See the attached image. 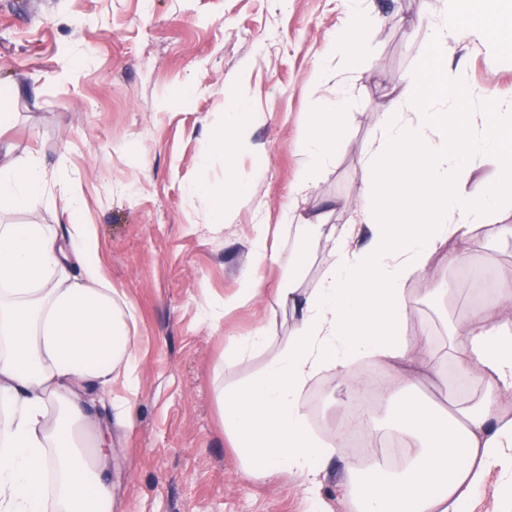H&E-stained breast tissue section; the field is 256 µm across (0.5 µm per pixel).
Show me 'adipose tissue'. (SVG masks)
<instances>
[{
  "instance_id": "obj_1",
  "label": "adipose tissue",
  "mask_w": 512,
  "mask_h": 512,
  "mask_svg": "<svg viewBox=\"0 0 512 512\" xmlns=\"http://www.w3.org/2000/svg\"><path fill=\"white\" fill-rule=\"evenodd\" d=\"M341 2L344 25L331 34L329 51L348 68L333 98L321 94L326 70L315 71L312 121L298 142L305 164L292 188L301 199L335 159L352 117L351 67L370 19L364 0ZM463 39L511 52L512 0H441L420 64L390 97L359 160V187L342 202L347 223L286 212L284 226L323 241L330 261L314 288L278 291L296 318L293 329L262 375L219 404L245 475L297 477L313 512H327L320 489L336 448L309 427L304 396L326 373L360 392L369 376L353 365L362 358L386 367L385 394L406 398L394 434L402 463L381 456L366 473H348L342 512H512V326L476 311L455 327L449 350L478 392L445 418L411 399L438 364L432 349L401 333L412 312L406 282L439 250L459 264L463 254L448 242L468 241L512 195V101L480 97L459 119L471 95L456 58ZM249 119L243 95L230 96L213 139L232 189L229 145ZM482 161L495 164L497 179L468 191L466 177ZM51 185L36 157L0 164L1 203L37 212ZM52 186L63 231L0 224V512H112V434L94 424L85 394L94 387L108 394L115 426L132 427L140 389L136 316L112 294L80 199L67 182ZM254 231L239 305L258 296V268L277 260L268 225Z\"/></svg>"
}]
</instances>
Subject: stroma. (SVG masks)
Here are the masks:
<instances>
[{"instance_id":"stroma-1","label":"stroma","mask_w":512,"mask_h":512,"mask_svg":"<svg viewBox=\"0 0 512 512\" xmlns=\"http://www.w3.org/2000/svg\"><path fill=\"white\" fill-rule=\"evenodd\" d=\"M439 0H370L377 21L366 35L364 64L353 75L357 109L334 163L308 198L310 212L346 221L340 199L352 196L359 159L377 133L389 94L420 62L426 25ZM338 0H0V84L11 88L9 126L0 142L12 160L36 154L49 180L70 178L95 225L101 261L118 297L137 315L140 389L131 430L114 434L113 512H310L299 480L248 479L224 431L217 386L232 389L263 372L268 351L254 352L223 375L215 363L232 341L273 322L277 337L293 325L276 292L288 262L301 253V285L314 287L329 261L324 245L277 231L293 202L302 166L297 143L311 122L316 65L336 73L340 57L324 49L341 24ZM88 62L74 79L59 74L73 56ZM466 84L512 98V58L468 48ZM245 86L253 114L238 137L239 198L224 222L209 214L224 193V156L214 151L228 93ZM208 187L193 193L198 179ZM257 224L273 226L279 261L261 267L251 303L208 322L202 308L240 288ZM512 208L477 228L464 265L445 252L423 278L407 283L411 340H426L440 376L421 379L416 400L437 414L472 396L447 354L448 333L475 306L512 321L494 295L477 298V281L512 279V241L496 227ZM311 426L330 435L348 401L327 374L305 396Z\"/></svg>"}]
</instances>
